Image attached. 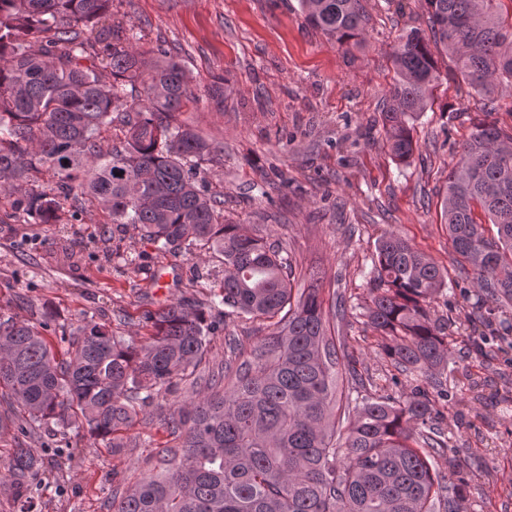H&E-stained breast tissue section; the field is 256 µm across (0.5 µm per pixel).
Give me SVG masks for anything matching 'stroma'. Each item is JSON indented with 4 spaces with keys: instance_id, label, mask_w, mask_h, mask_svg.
<instances>
[{
    "instance_id": "obj_1",
    "label": "stroma",
    "mask_w": 512,
    "mask_h": 512,
    "mask_svg": "<svg viewBox=\"0 0 512 512\" xmlns=\"http://www.w3.org/2000/svg\"><path fill=\"white\" fill-rule=\"evenodd\" d=\"M362 3L369 20L360 45L347 50L306 23L299 0H114L112 17L134 25L146 62L165 49L186 69L198 99L181 119L223 150L206 178L224 194L225 218L287 251L295 287L316 282L325 300L345 301L335 336L358 361L359 394L407 401L415 388L442 382L448 396L436 407L449 448L437 466L447 484L466 486L457 512H512V335L489 358L473 344L480 298L441 222L453 158L483 109L512 127V87L483 97L439 55L434 102L413 122L418 149L397 163L378 133L394 79L390 54L400 35L428 31V20L420 0ZM104 220L90 208L75 224H17L0 207V315L50 309L46 336L60 353L62 327L86 319L138 345L149 334L147 313L217 290L218 254L202 247L163 256L131 226L104 242ZM389 233L448 276L430 304L448 323V363L428 377L398 372L368 322L371 258ZM67 236L78 264L61 253ZM192 393L184 378L155 395L129 432L133 447L117 455L83 428L24 436L1 397L0 465L17 446L53 439L64 454L34 479L37 512H110L113 492L161 471L165 419Z\"/></svg>"
}]
</instances>
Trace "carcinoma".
<instances>
[{"instance_id": "cac0c4a2", "label": "carcinoma", "mask_w": 512, "mask_h": 512, "mask_svg": "<svg viewBox=\"0 0 512 512\" xmlns=\"http://www.w3.org/2000/svg\"><path fill=\"white\" fill-rule=\"evenodd\" d=\"M431 37L413 29L393 53L396 79L381 113L394 158L417 151L408 120L425 111L439 69L431 45L489 96L512 83V21L500 0H423ZM112 0H0V205L17 224L76 221L90 206L118 226L134 224L161 253L208 247L221 256L219 291L208 302L178 300L147 315L153 334L138 347L87 321L62 330L59 359L41 330L52 318L0 316V387L29 428H86L116 453L153 394L190 377L219 324L269 322L246 355L224 337V366L208 392L177 405L165 448L172 468L143 476L112 512H452L463 486L447 491L436 459L448 453L433 421L436 399L352 397L356 361L328 334L343 301L324 307L320 289L294 292L283 255L243 225L224 220V194L207 187L205 157L216 149L180 121L196 100L170 52L143 78L133 29L100 24ZM306 22L343 46L367 21L361 0H300ZM110 67L102 79L98 62ZM115 131L112 138L101 131ZM452 251L474 284L512 305V130L481 122L448 171L443 200ZM482 212L497 228L485 235ZM371 325L390 339L385 356L401 372L425 373L448 357L445 327L429 305L446 275L426 254L390 234L372 257ZM346 364H341V360ZM43 466L17 448L3 477L35 512L33 477Z\"/></svg>"}]
</instances>
